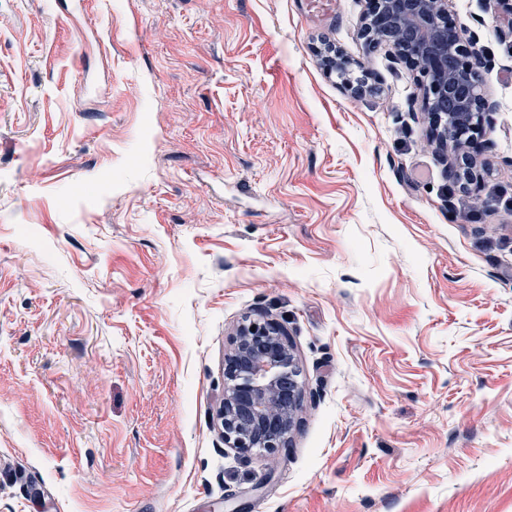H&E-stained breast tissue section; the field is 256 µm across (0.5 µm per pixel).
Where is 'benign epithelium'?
Instances as JSON below:
<instances>
[{"label":"benign epithelium","instance_id":"obj_1","mask_svg":"<svg viewBox=\"0 0 512 512\" xmlns=\"http://www.w3.org/2000/svg\"><path fill=\"white\" fill-rule=\"evenodd\" d=\"M446 0H368L362 30L365 45H399L411 33L414 53L399 55L418 67L425 81V108L435 140L453 143L461 154L451 167L453 181L469 191L478 182L469 151L493 106L480 93L473 43L448 24ZM322 65L344 77L349 60L330 44L320 51ZM300 375L284 328L270 320L239 328L225 361L220 421L224 442L243 453L286 446L302 407Z\"/></svg>","mask_w":512,"mask_h":512}]
</instances>
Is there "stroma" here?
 Wrapping results in <instances>:
<instances>
[{
    "label": "stroma",
    "mask_w": 512,
    "mask_h": 512,
    "mask_svg": "<svg viewBox=\"0 0 512 512\" xmlns=\"http://www.w3.org/2000/svg\"><path fill=\"white\" fill-rule=\"evenodd\" d=\"M307 4L0 0V512H512V15L448 0L460 209L418 69ZM247 316L300 369L272 453L216 420ZM320 54L322 65L328 72H336L341 77H345L352 70L349 60L332 45L324 44Z\"/></svg>",
    "instance_id": "35a3bbf8"
}]
</instances>
